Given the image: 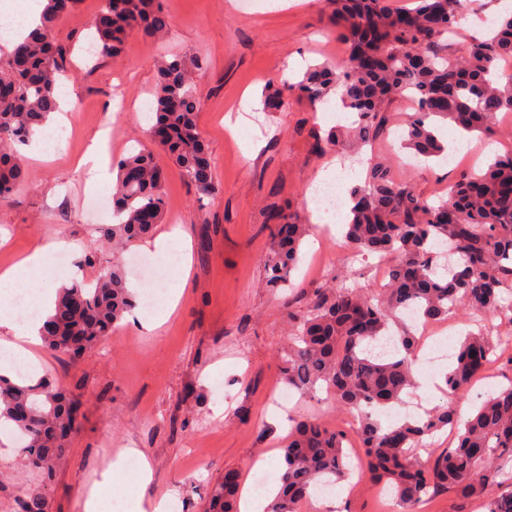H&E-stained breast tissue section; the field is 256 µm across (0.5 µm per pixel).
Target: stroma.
<instances>
[{
	"label": "stroma",
	"mask_w": 512,
	"mask_h": 512,
	"mask_svg": "<svg viewBox=\"0 0 512 512\" xmlns=\"http://www.w3.org/2000/svg\"><path fill=\"white\" fill-rule=\"evenodd\" d=\"M171 33L158 42L143 33L129 36L118 56L89 55L85 36L101 0H77L64 13L59 36L74 47L73 61L61 78V92L72 99L73 127L65 141L34 151L23 146L29 170L24 186L0 201V265L11 267L35 249L62 239L80 244L69 268L43 267L45 282L67 276L91 278L95 267L111 265L112 251L96 222L86 217L89 192L77 161L92 137L110 129L112 157L127 155L145 129L134 106L150 104L157 64L179 55L195 66L200 99L199 126L213 161L215 192L198 204L194 189L164 151H156L164 171L165 199L160 231L181 227L185 240H169L180 249L189 243L191 270L177 309L156 329L124 323L75 358L44 347L31 350L46 376L79 403L78 428L66 462L50 481L23 471L15 448L0 445V512H18L23 490H42L46 512H84L89 494L103 480L116 455L137 449L152 468L149 482L126 474L112 497L122 504L172 496V512H204L211 485L233 471L241 483L265 473L268 486L279 477L280 448L293 420L308 414L329 427L343 425L345 412L320 392L302 397L284 384L278 361L290 344L287 289L265 284V259L271 248L274 210L308 218L304 191L325 159L314 138L350 125L344 112L318 118L319 107L295 87L301 78H283L287 58L305 66L338 61L343 42L328 24L327 0L273 11L253 0L244 17L230 0H162ZM122 84L129 102L116 111L111 94ZM277 88L283 105L248 113L237 133L221 124L235 114L245 92L264 97ZM377 151L388 156L396 174L428 200L440 197L448 183L444 164L410 167L392 139ZM311 225L300 248L293 287L308 291L345 272L358 274L360 287L377 291L363 273L362 260H349L335 239L323 238ZM91 255L95 267L82 263ZM489 337L497 353L489 377L467 392L469 404L512 385V313L497 317Z\"/></svg>",
	"instance_id": "1"
}]
</instances>
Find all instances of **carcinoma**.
<instances>
[{
	"instance_id": "obj_1",
	"label": "carcinoma",
	"mask_w": 512,
	"mask_h": 512,
	"mask_svg": "<svg viewBox=\"0 0 512 512\" xmlns=\"http://www.w3.org/2000/svg\"><path fill=\"white\" fill-rule=\"evenodd\" d=\"M75 0H48L39 27L14 47L0 70V199L28 179L19 146L28 142L58 109L59 82L69 55L57 23ZM331 26L346 46L339 63L311 70L297 85L310 101L332 92L355 113L349 129L315 138L325 152L343 136L359 147L376 146L389 133L388 103L410 95L414 112L403 122L402 144L417 157L442 158L446 145L435 123L488 136L499 114L512 112V74L500 61L512 57V13L499 16L488 32L458 52L444 42L458 32L469 0H410L393 13L389 0H330ZM95 53L115 56L127 37L142 31L163 39L168 17L155 0H103L92 22ZM153 127L167 126L173 137L162 147L184 179L203 199L215 190L209 146L198 125L199 100L185 59L175 56L157 68ZM146 143L115 165L112 210L118 218L101 225L112 249V265L89 281H74L58 294L41 336L51 352L76 356L110 336L135 306L122 256L152 236L162 223L163 176ZM347 245L391 260L388 282L376 295L335 283L314 289L305 306L288 300L296 343L281 359L282 381L302 394L326 392L357 415L356 437L363 448L364 473L392 489L403 512L442 491L458 498L483 497L489 482L512 478V387L487 395L466 420L452 403L383 428L381 410L403 402L416 386L418 337L406 326L394 350L377 345L389 335L399 314L414 308L420 319L444 320L459 310L495 318L502 292L512 289V153L479 172H466L435 201L419 196L394 175L392 165L372 156L362 183L352 190ZM287 231L276 230L266 259V285L283 288L295 268L309 225L297 215H278ZM495 348L484 334L470 333L454 347L443 389L452 399L465 391L493 360ZM17 426L26 471L48 475L67 456L77 430L76 402L53 383L15 382L0 375V420ZM449 429L453 445L431 448L420 459L408 449ZM347 437L324 423L303 417L281 448L283 472L265 512H297V505L326 480L345 481L351 470ZM239 479H222L211 488L207 512H239ZM20 512H46L42 492L25 493ZM486 512H512V491L491 498Z\"/></svg>"
}]
</instances>
